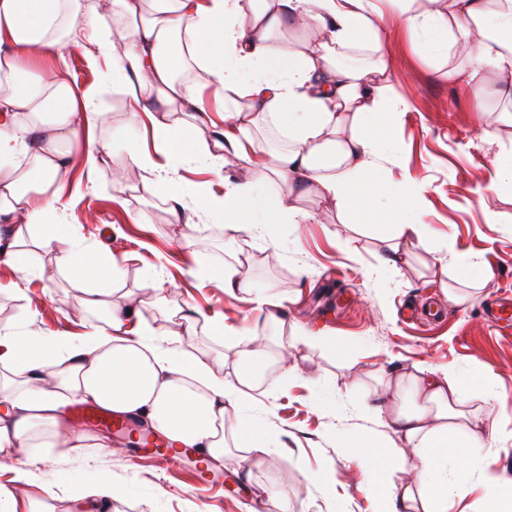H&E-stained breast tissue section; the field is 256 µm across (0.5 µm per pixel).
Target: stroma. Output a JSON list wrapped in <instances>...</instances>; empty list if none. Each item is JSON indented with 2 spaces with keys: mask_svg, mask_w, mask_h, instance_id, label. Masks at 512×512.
<instances>
[{
  "mask_svg": "<svg viewBox=\"0 0 512 512\" xmlns=\"http://www.w3.org/2000/svg\"><path fill=\"white\" fill-rule=\"evenodd\" d=\"M70 40L76 48L67 71L81 89L95 92L103 111L96 137L111 145L92 173L84 168V140L70 147V176L62 187L74 198L65 213L72 235L121 266L115 294L135 307L141 324L162 331V345L233 379L234 338L211 336L205 324L220 316L225 327L283 356L295 374L276 372L266 386H253L251 405L225 415L230 431L244 418L259 421L269 436L266 454L239 447L220 462L193 455L134 460L125 438L112 433L106 447L80 455L54 448L36 464L24 451L0 456L1 480L19 468L32 470L34 481L22 493L43 499L53 512H67L69 496L103 476L123 490L112 512H251L258 495L284 481L291 512H372L374 475L347 442L380 435L403 447L399 434L363 403L388 380L420 370L448 372L469 384L471 407L486 427L477 462L512 474V328L489 322L480 309L484 299L512 293V188L484 189L497 152L512 150V124L478 111L406 37L391 39V82L409 110L394 130L377 119L368 133L393 140L377 160L388 191L383 209L400 203L405 178L423 185L411 207L425 226L422 240L401 243L397 266L381 265L377 256L386 249L387 229L378 212L345 223L332 201L312 194L294 203L315 213V221L278 225L276 245L247 235L230 240L221 216L185 225L171 202L155 193L150 175L129 166L127 140L152 149L151 129L135 122L124 89L108 82L104 67L89 65L86 32L75 28ZM192 79L207 118L173 112L168 120L195 122L199 137L222 143L224 103L214 96L216 83L198 69ZM488 123L496 127L493 144L481 137ZM117 179L125 190L113 188ZM455 251L476 261L472 285L459 277ZM216 266L281 300L279 321H270L249 294L226 293L202 278ZM452 290L465 294L466 302H449ZM82 297L65 271L22 284L0 265V324L15 333H82L87 322L103 317L94 310L79 313ZM190 324L196 327L191 336ZM313 334L322 342H310ZM487 371L492 379L485 386L480 376ZM204 468L218 480L202 482Z\"/></svg>",
  "mask_w": 512,
  "mask_h": 512,
  "instance_id": "1",
  "label": "stroma"
}]
</instances>
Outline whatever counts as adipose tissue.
I'll list each match as a JSON object with an SVG mask.
<instances>
[{
  "instance_id": "1",
  "label": "adipose tissue",
  "mask_w": 512,
  "mask_h": 512,
  "mask_svg": "<svg viewBox=\"0 0 512 512\" xmlns=\"http://www.w3.org/2000/svg\"><path fill=\"white\" fill-rule=\"evenodd\" d=\"M390 2L401 33L449 84L512 115V0ZM78 23L125 87L129 112L150 121L153 151L133 140L125 151L168 199L183 194L170 175L176 160H208L223 177L224 157L198 138L194 124L166 119L203 109L194 85L177 76L186 62L214 75L226 105L224 138L234 157L253 164L255 178L225 180L220 201L199 194L196 210L221 213L228 235L266 239L274 225L302 224L312 214L281 200L260 202L258 188L286 184L289 193L334 201L350 219L385 197L381 144L367 130L375 117L395 121L408 105L390 82L383 15L376 0H106L100 11L84 10L81 0H0V261L27 278L40 272L35 254H55L57 267L82 288L83 308L108 313L77 338L0 327V454L90 447L87 432L61 419L71 400L145 417L174 446L203 447L216 459L232 445L267 452V433L255 421L224 430L228 408L249 400L253 369L262 363L253 339L236 340L235 381L218 377L176 349L152 345L155 329L126 330L130 305L107 286L116 263L74 245L57 248L68 235V202L58 188L65 147L84 138L91 169L105 149L93 136L102 121L94 95L76 92L62 74L63 36ZM457 41L471 50L450 67L448 46ZM249 118L275 120L287 146L271 154L262 138L242 136ZM265 153L272 161L264 165L258 158ZM190 375L202 379L203 392L187 387ZM470 400L468 384L434 371L397 383L372 404L416 452L412 462L395 447L368 458L377 512H450L465 497L485 445ZM409 466L415 481L397 488L390 475Z\"/></svg>"
}]
</instances>
